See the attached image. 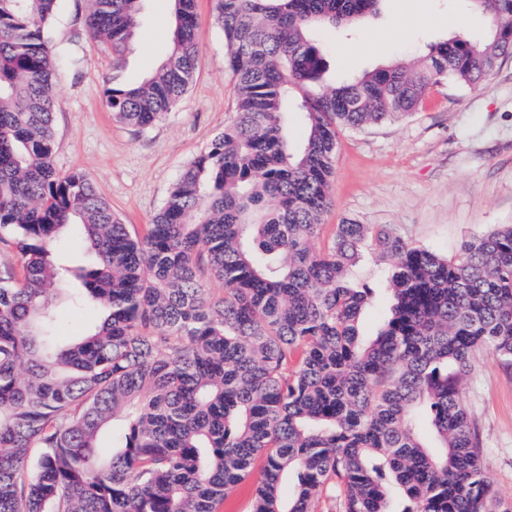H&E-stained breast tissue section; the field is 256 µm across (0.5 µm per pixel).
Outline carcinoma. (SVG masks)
Listing matches in <instances>:
<instances>
[{"label":"carcinoma","instance_id":"cac0c4a2","mask_svg":"<svg viewBox=\"0 0 512 512\" xmlns=\"http://www.w3.org/2000/svg\"><path fill=\"white\" fill-rule=\"evenodd\" d=\"M140 2L91 0L86 26L112 57L103 105L147 128L193 83L201 42L195 0H173L160 68L119 83ZM381 2L216 0L237 119L138 236L86 174L56 168L45 31L57 0H0V242L19 257L0 266V512H221L249 482L252 512H316L331 483L339 512H512L462 388L477 352L512 368V224L451 257L355 221L316 247L338 130L414 112L443 80L487 77L512 55V0H467L489 21L483 40L454 37L412 68L315 90L316 33ZM65 228L91 265L55 252ZM365 251L386 261L374 288ZM62 296L97 308L93 330L58 335ZM379 305L386 317L363 334Z\"/></svg>","mask_w":512,"mask_h":512}]
</instances>
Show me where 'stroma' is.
I'll use <instances>...</instances> for the list:
<instances>
[{"label":"stroma","instance_id":"35a3bbf8","mask_svg":"<svg viewBox=\"0 0 512 512\" xmlns=\"http://www.w3.org/2000/svg\"><path fill=\"white\" fill-rule=\"evenodd\" d=\"M416 3L383 0L377 15L320 33L327 80L352 79L418 59L449 38L488 32L466 0H428L423 9ZM90 6V0H58L46 31L53 53L65 59L55 82V163L64 173H86L124 222L143 233L182 169L236 118L224 33L215 0H196L202 48L194 83L171 111L139 129L118 123L101 104L112 60L84 26ZM141 19L121 72L126 84L141 82L166 56L172 0H143ZM394 28L403 29V40L388 39ZM346 219L396 225L408 241L448 256L473 235L512 224V57L476 84L442 81L409 115L341 130L324 234ZM463 388L487 473L511 498L512 370L475 354Z\"/></svg>","mask_w":512,"mask_h":512}]
</instances>
